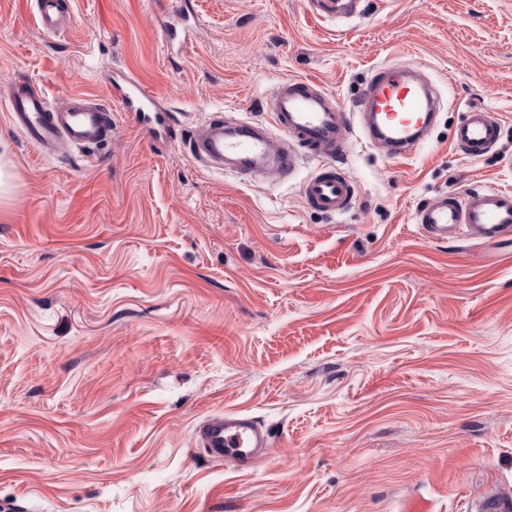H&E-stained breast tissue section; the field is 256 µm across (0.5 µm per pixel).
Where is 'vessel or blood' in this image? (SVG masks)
Masks as SVG:
<instances>
[{"label":"vessel or blood","instance_id":"vessel-or-blood-1","mask_svg":"<svg viewBox=\"0 0 512 512\" xmlns=\"http://www.w3.org/2000/svg\"><path fill=\"white\" fill-rule=\"evenodd\" d=\"M38 23L48 35L70 28L69 0H35ZM8 119L27 143L46 153L95 146L112 138V110L100 99L75 94L63 102L48 99L34 82L9 84ZM112 99L132 112L145 132L166 129L169 115L135 75L112 89ZM439 100L416 70L401 64L373 67L361 84L354 108L307 77L280 81L269 100L265 121L219 116L196 126L187 150L201 168L241 180L282 179L306 157L319 159L302 186L305 203L327 216L347 212L356 186L340 167L347 135L360 126L364 137L391 159L412 155L431 136ZM503 125L488 109L470 107L455 128L453 147L477 159L498 145ZM414 220L431 239L445 241L468 230L481 241L512 235V191L475 189L443 194L418 205ZM272 436L246 414L216 415L194 432V445L209 458L249 468L271 445Z\"/></svg>","mask_w":512,"mask_h":512}]
</instances>
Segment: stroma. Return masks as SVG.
<instances>
[{
  "instance_id": "stroma-1",
  "label": "stroma",
  "mask_w": 512,
  "mask_h": 512,
  "mask_svg": "<svg viewBox=\"0 0 512 512\" xmlns=\"http://www.w3.org/2000/svg\"><path fill=\"white\" fill-rule=\"evenodd\" d=\"M71 0L44 35L35 0H0V87L108 99L121 70L158 94L171 138L121 106L112 139L40 153L0 105V504L16 512H480L512 495V240L428 239L444 193L512 190V0ZM423 67L432 139L392 160L349 133L357 199L308 208L285 181L196 167L195 123L267 119L277 82L310 77L352 106L382 62ZM503 133L481 158L449 134L470 106ZM269 428L250 469L193 445L212 415Z\"/></svg>"
}]
</instances>
